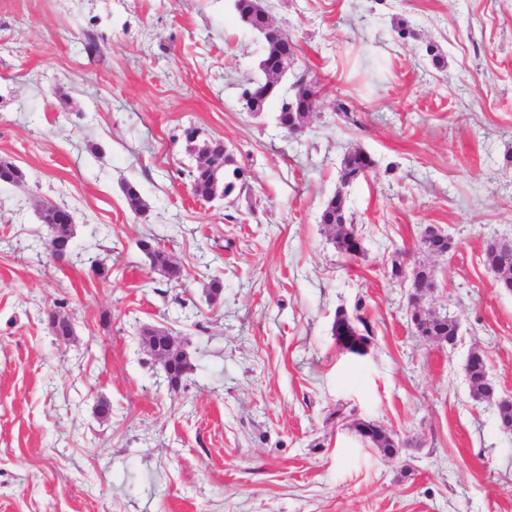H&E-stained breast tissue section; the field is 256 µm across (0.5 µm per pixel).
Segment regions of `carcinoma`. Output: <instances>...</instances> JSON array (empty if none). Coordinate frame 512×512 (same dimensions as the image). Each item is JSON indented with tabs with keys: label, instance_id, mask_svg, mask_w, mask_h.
Masks as SVG:
<instances>
[{
	"label": "carcinoma",
	"instance_id": "1",
	"mask_svg": "<svg viewBox=\"0 0 512 512\" xmlns=\"http://www.w3.org/2000/svg\"><path fill=\"white\" fill-rule=\"evenodd\" d=\"M234 10L238 20L244 26L251 30L264 32L267 35L264 66L261 69L263 79H256L247 83L241 92L243 105L246 106L249 101H254L252 110L258 113L263 111L267 103L279 94L281 87V84L276 82L272 95L264 98L260 96L263 85L270 83L273 79H278L281 72V61L294 56L298 45L288 34L271 27L269 14L260 0H234ZM293 85L297 86L299 91L302 92L301 100L295 103L286 96L282 97V104L277 116L278 124L291 135L303 132L310 111L316 108L319 100L317 82L309 79L307 74L301 73L296 76ZM207 147L209 164L222 166L224 179L220 187L223 188L224 196L228 197L236 190L238 183L242 181L244 170L234 162L229 151L225 149L223 140L212 139ZM373 168L374 160L363 150L352 149L345 153L340 168L341 189L328 199L320 216V223L336 233V246L346 255L355 256L360 253V250L357 237L353 231L351 215L347 213V197L343 188L368 177ZM189 176L191 188L197 197L204 199L212 194L213 182L209 170L198 166L189 172ZM0 181L22 185L25 182V173L12 161L0 158ZM123 192L128 207L133 213L141 214L145 212L147 205L133 184H124ZM40 218L42 223L50 229V256L57 261L67 259L74 250L72 213L62 206L53 205L42 209ZM138 246L148 258L150 267L158 271L167 283H177L182 279L181 266L176 264L169 253L154 239H142ZM500 246H502L500 242H490L484 251L483 261L485 265L499 275L500 286L512 290V266L503 267L499 264L501 255H499L498 247ZM452 247L453 243L448 237L431 240L423 238L420 241V248L424 252L434 255ZM405 271L408 272L407 280L410 282L411 288L409 305L416 313L422 310L420 301L433 287V269L421 263L410 269L401 263H394L390 269V278L398 281ZM428 314L432 318V339L439 343L453 344L456 339L455 320L432 310L428 311ZM49 322L53 326L56 335L64 339L72 335L73 328L64 315L53 312L49 314ZM332 331L333 336L343 344V347L355 353L359 352L360 347L368 343V337L358 332L345 314L341 312L336 313ZM147 349L154 356L164 355L173 361L174 374L168 376L169 384L173 387L178 385L185 373L190 370V362L184 359V354L169 350L162 338L150 342ZM466 373L474 396L494 403L500 422L512 427V402L508 403L497 398L495 388L487 377L486 357L481 353H476L467 359ZM355 430L384 456L391 458L396 455L398 445L382 428L364 421H358L355 423Z\"/></svg>",
	"mask_w": 512,
	"mask_h": 512
}]
</instances>
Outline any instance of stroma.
I'll use <instances>...</instances> for the list:
<instances>
[{
  "mask_svg": "<svg viewBox=\"0 0 512 512\" xmlns=\"http://www.w3.org/2000/svg\"><path fill=\"white\" fill-rule=\"evenodd\" d=\"M262 2L299 45L291 73L320 85L298 137L278 100L242 107L262 40L232 0H0V157L27 176L0 182V512H512V434L465 371L482 351L512 400V291L483 262L512 240V0ZM189 127L232 148L243 191L191 195ZM355 147L376 167L345 188L352 259L320 214ZM45 203L74 216L69 259L48 254ZM430 226L447 255L420 250ZM148 236L180 286L151 269ZM395 261L433 267L423 305L458 320L455 344L417 333ZM60 301L67 341L47 325ZM340 311L366 321L365 354L337 345ZM151 326L188 355L178 388ZM138 246L148 258L150 267L166 280L167 283H178L182 279L181 266L175 263L169 253L152 238L139 241ZM355 430L363 439L367 440L372 447L377 448L385 457L391 458L396 455L398 445L382 428L368 424L364 421H358L355 422Z\"/></svg>",
  "mask_w": 512,
  "mask_h": 512,
  "instance_id": "35a3bbf8",
  "label": "stroma"
}]
</instances>
